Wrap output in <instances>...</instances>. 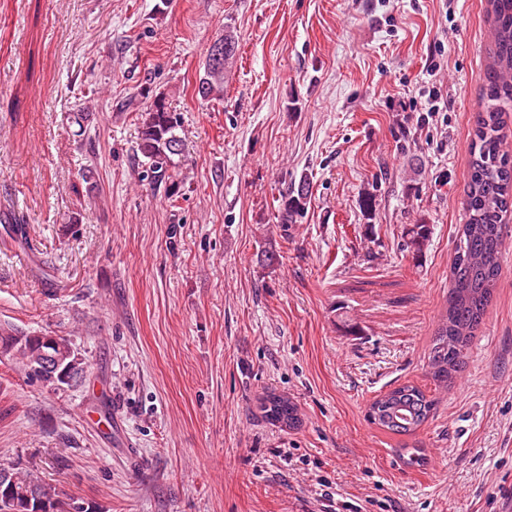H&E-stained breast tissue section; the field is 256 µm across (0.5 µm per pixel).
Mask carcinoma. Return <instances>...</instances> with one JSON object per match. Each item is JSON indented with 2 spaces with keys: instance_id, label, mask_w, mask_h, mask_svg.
I'll list each match as a JSON object with an SVG mask.
<instances>
[{
  "instance_id": "1",
  "label": "carcinoma",
  "mask_w": 512,
  "mask_h": 512,
  "mask_svg": "<svg viewBox=\"0 0 512 512\" xmlns=\"http://www.w3.org/2000/svg\"><path fill=\"white\" fill-rule=\"evenodd\" d=\"M492 17L491 62L486 71L483 105L476 115L469 145L465 187L466 221L460 225L451 265V287L441 323L432 337L428 354L429 375L446 387L466 367L468 350L490 306L500 274L505 218L512 212V156L504 150L506 113L512 112V0H488ZM224 57L205 61L197 94L203 100L224 98V72L233 63L238 44L231 31H224ZM180 114L172 111L166 97L157 95L141 113L137 151L144 158L140 181L165 187L176 194L173 173L182 146L178 130ZM311 198L310 179L302 176L282 196V231L298 223ZM431 234L430 225L412 224L403 237V251L421 255ZM53 355L68 375L78 381L86 366L67 336L28 335L0 327V359L22 367L28 376L50 389L71 387L55 374L41 370L43 354ZM436 401L421 387L405 383L377 396L366 415L371 424L395 434L412 436L433 417ZM258 408L274 425L294 429L299 425L295 404L270 392ZM0 512H87L58 485L44 482L31 470L0 462Z\"/></svg>"
}]
</instances>
